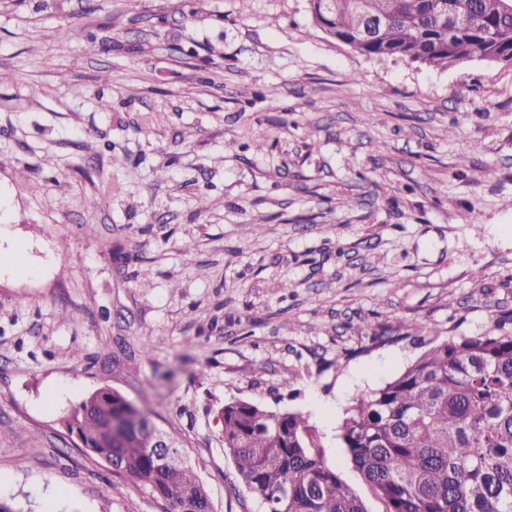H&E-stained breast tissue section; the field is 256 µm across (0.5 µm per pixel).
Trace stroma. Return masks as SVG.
Instances as JSON below:
<instances>
[{"instance_id":"1","label":"stroma","mask_w":512,"mask_h":512,"mask_svg":"<svg viewBox=\"0 0 512 512\" xmlns=\"http://www.w3.org/2000/svg\"><path fill=\"white\" fill-rule=\"evenodd\" d=\"M0 72V505L161 512L62 423L109 387L216 512H264L233 399L301 412L384 512L354 396L427 349L416 323L512 312V65L369 58L309 0H0Z\"/></svg>"}]
</instances>
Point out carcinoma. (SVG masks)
<instances>
[{"label":"carcinoma","instance_id":"carcinoma-1","mask_svg":"<svg viewBox=\"0 0 512 512\" xmlns=\"http://www.w3.org/2000/svg\"><path fill=\"white\" fill-rule=\"evenodd\" d=\"M314 24L358 53L446 68L475 54L512 62V0H309ZM385 18L372 38L363 18ZM464 22L455 25L453 19ZM501 319L477 336L429 346L398 376L354 400L339 437L385 512H512V331ZM224 451L265 512H367L327 464L297 411L243 400L220 411ZM63 424L84 448L161 503L163 512H213L177 436L170 460L147 453L148 416L103 387Z\"/></svg>","mask_w":512,"mask_h":512}]
</instances>
